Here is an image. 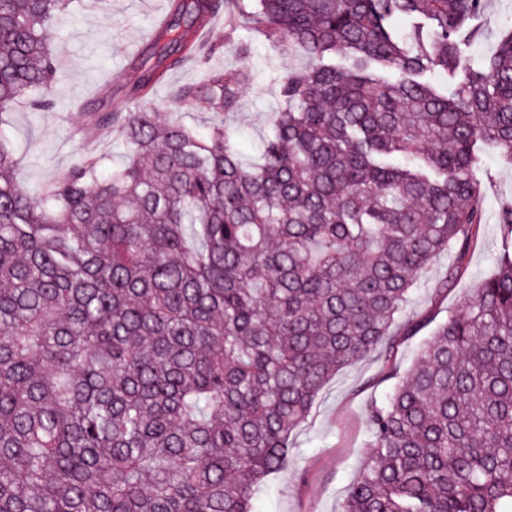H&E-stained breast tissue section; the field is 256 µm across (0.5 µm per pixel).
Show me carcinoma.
<instances>
[{"label": "carcinoma", "instance_id": "carcinoma-1", "mask_svg": "<svg viewBox=\"0 0 512 512\" xmlns=\"http://www.w3.org/2000/svg\"><path fill=\"white\" fill-rule=\"evenodd\" d=\"M78 2L0 0V512H254L325 384L373 352L395 384L340 512H512V204L493 275L404 371L393 339L419 272L478 240L485 149L512 165V25L473 66L486 0H168L115 91L139 109L85 113L122 163L80 156L35 196L5 128L20 100L53 108L50 31ZM224 12L307 59L275 73L252 161L224 122L247 67L146 105L221 51L201 34ZM204 76V70L194 62H188L180 69L169 74L166 81L159 85L152 96V102L158 106H164L169 98L171 87L188 82H198Z\"/></svg>", "mask_w": 512, "mask_h": 512}]
</instances>
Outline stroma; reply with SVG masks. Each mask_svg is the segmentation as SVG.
<instances>
[{
	"instance_id": "stroma-1",
	"label": "stroma",
	"mask_w": 512,
	"mask_h": 512,
	"mask_svg": "<svg viewBox=\"0 0 512 512\" xmlns=\"http://www.w3.org/2000/svg\"><path fill=\"white\" fill-rule=\"evenodd\" d=\"M109 14L82 7L76 18L52 35L58 46L54 111L35 112L19 104L9 130L23 156L22 176L32 193L76 160L82 149L101 155L105 165L119 159L120 148L111 133L83 127L77 104L94 105L102 100L108 86L133 82L130 65L140 47L152 39L156 23L167 13V0H111ZM512 21V0H489L484 14L474 25L479 31L464 53L472 63L489 56L500 30ZM223 17H216L201 35L203 41L223 45L212 65H246L253 76L238 112L229 119L237 141L246 154H253L271 128L272 114L280 104L273 80L274 67H299L305 62L297 52L286 54L270 43L254 40L252 33L239 29L235 37L252 46L239 56L225 42ZM484 172L490 173L481 207L484 222L479 242L465 257L445 254L425 268L407 308V318L423 321L413 337L402 339L397 350L400 368H408L418 345L423 343L449 311L457 309L461 297L494 271L492 257L500 245L497 214L512 203V166L503 165L496 152H487ZM457 267L453 279H446L450 267ZM447 291H439L440 280ZM391 386L383 376L382 361L373 354L336 373L320 392L307 420L291 435V462L286 470L270 475L257 512H338L349 484L368 452L370 435L366 409L372 399Z\"/></svg>"
}]
</instances>
